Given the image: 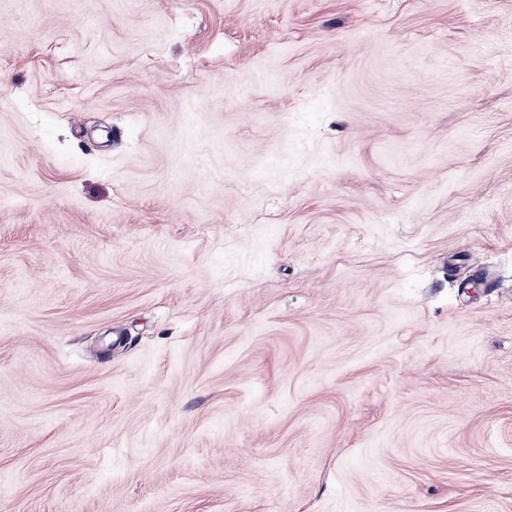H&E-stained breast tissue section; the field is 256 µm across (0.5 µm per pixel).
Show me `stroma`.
Instances as JSON below:
<instances>
[{"label": "stroma", "mask_w": 512, "mask_h": 512, "mask_svg": "<svg viewBox=\"0 0 512 512\" xmlns=\"http://www.w3.org/2000/svg\"><path fill=\"white\" fill-rule=\"evenodd\" d=\"M0 512H512V0H0Z\"/></svg>", "instance_id": "1"}]
</instances>
